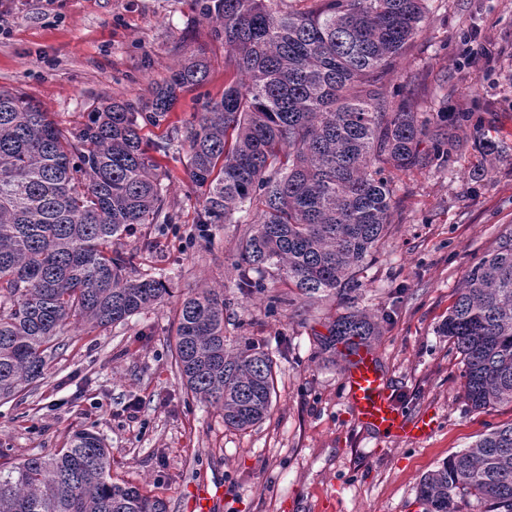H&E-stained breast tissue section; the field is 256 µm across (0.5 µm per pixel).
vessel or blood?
Wrapping results in <instances>:
<instances>
[{"instance_id":"obj_1","label":"vessel or blood","mask_w":512,"mask_h":512,"mask_svg":"<svg viewBox=\"0 0 512 512\" xmlns=\"http://www.w3.org/2000/svg\"><path fill=\"white\" fill-rule=\"evenodd\" d=\"M343 383L348 408L363 429L407 440H422L432 434L434 420L430 415L410 418L398 410L388 380L372 350L361 347L349 356ZM222 504V490L211 489L206 483L196 487V512H219Z\"/></svg>"}]
</instances>
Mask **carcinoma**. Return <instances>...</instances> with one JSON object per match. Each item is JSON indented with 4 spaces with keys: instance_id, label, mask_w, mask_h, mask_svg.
<instances>
[{
    "instance_id": "obj_1",
    "label": "carcinoma",
    "mask_w": 512,
    "mask_h": 512,
    "mask_svg": "<svg viewBox=\"0 0 512 512\" xmlns=\"http://www.w3.org/2000/svg\"><path fill=\"white\" fill-rule=\"evenodd\" d=\"M193 0L224 43V93L197 122L168 123L180 95L203 84L199 53L149 97L108 98L70 129L41 106L0 88V400L41 379L66 327L107 329L159 305L165 276H131L137 253L112 248L152 224L178 223L165 158L186 151L200 191L194 224L255 210L242 243L237 287L266 288L276 273L313 298L358 288L356 273L387 234L397 207L386 168L421 166L429 136L406 95L382 87L414 41L428 0ZM164 128L153 141L146 128ZM379 322L353 310L336 318L325 347L345 359L373 346ZM462 356L463 397L473 411L512 404V235L466 271L440 326ZM175 362L186 388L245 431L270 412L274 363L263 345L229 348L224 289L183 299ZM111 450L90 429L66 447L0 467V512H167L138 486L112 481ZM424 512H512V423L482 435L420 481Z\"/></svg>"
}]
</instances>
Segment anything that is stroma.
<instances>
[{
	"label": "stroma",
	"instance_id": "1",
	"mask_svg": "<svg viewBox=\"0 0 512 512\" xmlns=\"http://www.w3.org/2000/svg\"><path fill=\"white\" fill-rule=\"evenodd\" d=\"M414 44L383 91L406 90L420 117L471 113L450 130L447 155L424 140L425 167L396 173L398 207L382 247L361 267L358 309L378 317L374 348L400 410L436 420L411 442L361 429L347 410L344 367L321 340L346 305L336 294L308 301L288 281L241 293L234 263L252 224H219L190 238L202 204L185 154L167 159L177 230L145 228L122 239L138 274H163L169 296L126 324L68 327L44 379L0 401V463L63 448L79 429L112 451V477L146 487L168 512H190L200 482L223 488L226 512H423L426 473L482 434L512 422V405L477 413L461 396L462 357L439 326L468 267L512 233V0H430ZM210 72L182 93L170 116L191 122L224 91L223 43L212 40L192 0H0V87L39 102L69 129L102 100L148 96L197 50ZM501 145L496 162L478 148ZM224 288L230 345L263 343L276 370L269 415L245 431L195 399L175 365L182 299ZM138 400L136 420L126 405Z\"/></svg>",
	"mask_w": 512,
	"mask_h": 512
}]
</instances>
